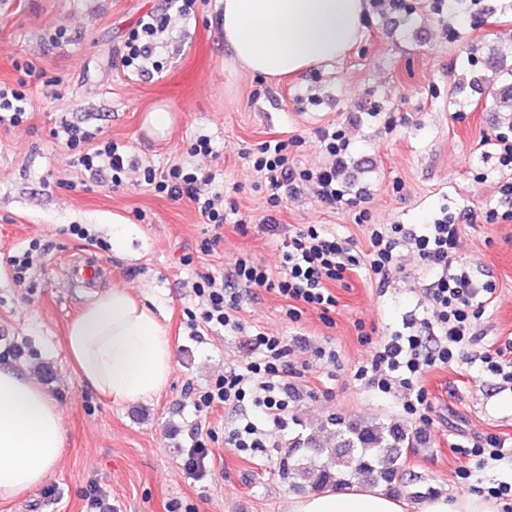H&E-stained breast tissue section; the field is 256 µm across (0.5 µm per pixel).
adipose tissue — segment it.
Listing matches in <instances>:
<instances>
[{
    "label": "adipose tissue",
    "instance_id": "1",
    "mask_svg": "<svg viewBox=\"0 0 512 512\" xmlns=\"http://www.w3.org/2000/svg\"><path fill=\"white\" fill-rule=\"evenodd\" d=\"M224 41L248 73L277 78L343 56L363 25L366 0H219ZM68 353L83 381L116 402L160 393L172 372L173 344L154 311L114 287L68 327ZM62 414L40 383L0 365V498L46 482L65 441ZM290 512H405L384 490L359 483L294 499Z\"/></svg>",
    "mask_w": 512,
    "mask_h": 512
}]
</instances>
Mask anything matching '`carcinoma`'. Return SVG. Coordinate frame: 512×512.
<instances>
[{"label": "carcinoma", "instance_id": "cac0c4a2", "mask_svg": "<svg viewBox=\"0 0 512 512\" xmlns=\"http://www.w3.org/2000/svg\"><path fill=\"white\" fill-rule=\"evenodd\" d=\"M331 424L336 426L334 447L323 448L310 435L293 448L295 463L284 470L291 490L343 487L354 481L391 486L398 480L401 451L409 441L407 432L367 424L346 425L336 417ZM322 454L327 455V461L318 466L314 457Z\"/></svg>", "mask_w": 512, "mask_h": 512}]
</instances>
